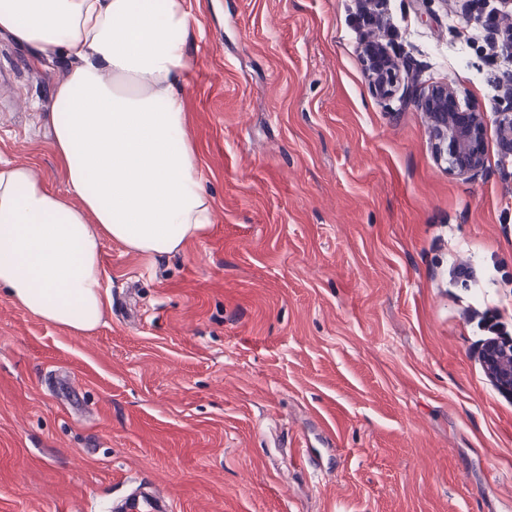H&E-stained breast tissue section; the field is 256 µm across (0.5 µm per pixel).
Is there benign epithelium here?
I'll list each match as a JSON object with an SVG mask.
<instances>
[{
    "label": "benign epithelium",
    "instance_id": "benign-epithelium-1",
    "mask_svg": "<svg viewBox=\"0 0 512 512\" xmlns=\"http://www.w3.org/2000/svg\"><path fill=\"white\" fill-rule=\"evenodd\" d=\"M366 75L374 90L388 93L393 84V73L375 72L372 60H367ZM455 96L453 87L444 83L421 100L420 108L429 114L430 133L438 141L439 153L448 156L451 171L461 177H470L484 165V124L475 112H450L448 99ZM502 158H512V113L496 112ZM483 364L499 391L512 394V358L504 357L496 345L490 344L483 352Z\"/></svg>",
    "mask_w": 512,
    "mask_h": 512
}]
</instances>
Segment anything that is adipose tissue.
Listing matches in <instances>:
<instances>
[{"label":"adipose tissue","mask_w":512,"mask_h":512,"mask_svg":"<svg viewBox=\"0 0 512 512\" xmlns=\"http://www.w3.org/2000/svg\"><path fill=\"white\" fill-rule=\"evenodd\" d=\"M192 18L189 0H0V30L75 63L50 114L66 190L0 169V287L29 313L92 331L105 242L158 260L211 227L178 87Z\"/></svg>","instance_id":"obj_1"}]
</instances>
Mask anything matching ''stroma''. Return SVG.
<instances>
[{"label": "stroma", "instance_id": "35a3bbf8", "mask_svg": "<svg viewBox=\"0 0 512 512\" xmlns=\"http://www.w3.org/2000/svg\"><path fill=\"white\" fill-rule=\"evenodd\" d=\"M357 0H193L182 84L213 225L150 261L116 242L102 324L0 289V512H512V397L481 366L512 332V62L463 0H383L399 87L366 78ZM72 62L0 32V166L65 190L49 115ZM485 119L473 178L415 100ZM478 280H450L455 263ZM499 122V136L503 160L512 158V113L495 109Z\"/></svg>", "mask_w": 512, "mask_h": 512}]
</instances>
